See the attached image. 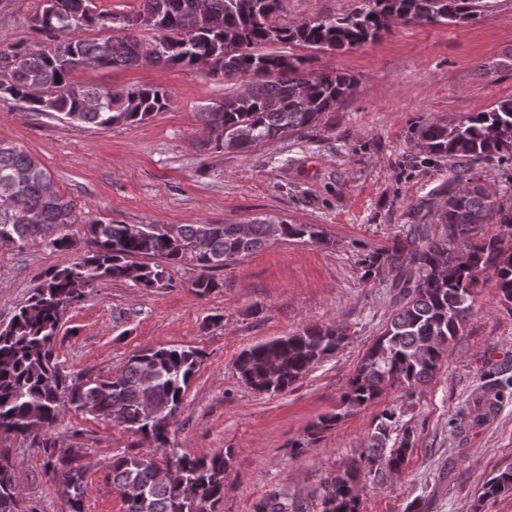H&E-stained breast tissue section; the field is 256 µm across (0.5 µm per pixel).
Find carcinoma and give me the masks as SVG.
Here are the masks:
<instances>
[{"label": "carcinoma", "instance_id": "cac0c4a2", "mask_svg": "<svg viewBox=\"0 0 512 512\" xmlns=\"http://www.w3.org/2000/svg\"><path fill=\"white\" fill-rule=\"evenodd\" d=\"M139 9L122 16L97 11L95 0H41L30 20L40 36L32 52L0 49V97L23 104L26 112L52 115L66 123L109 129L139 124L168 109L169 91L157 85L112 87L75 80L80 68H130L144 61L200 73L214 81L250 76L248 87L230 92L200 113L206 144L219 151L244 152L311 126L332 112L354 87L338 71L304 74L309 59L274 45H304L335 53L362 47L392 32L398 24L478 22L490 0H363L336 16L278 23L282 0H139ZM114 30L103 41L84 38L90 29ZM153 33L142 38L143 31ZM427 153L463 159L469 166L452 171L448 199L437 211L439 237L426 224L390 246L361 259L364 275L388 267L396 272V308L383 332L367 348L342 395L340 411L306 427L309 440L322 438L340 418L378 403L391 389L406 393L432 381L451 348L465 335L473 310V290L492 278L499 301L512 312V204L487 191L480 164L512 165V99L458 121L427 120L413 128ZM75 203L60 193L42 162L0 141V247L37 244L52 251L75 246ZM510 229L509 240L486 237L484 226ZM270 222L255 220L240 234L238 224H132L97 221L85 225L91 254L48 272L9 322L0 323V435L27 439L36 431L47 454L45 465L59 480L67 512H85L88 492L82 449L55 452L48 437L69 406L140 434L177 465L179 480L158 477L153 455H129L112 462V484L120 491L140 489L142 499L124 501L125 512H216L232 452L211 457L180 454L170 428L199 362L200 352L152 348L133 355L118 373L67 382L54 359V342L65 312L104 279L136 288L168 287L167 266L190 256L204 270L193 284L207 297L224 284L210 275L270 244ZM283 240L328 243L316 224L280 222ZM348 339L340 323L305 327L242 351L236 359L241 381L259 394L288 391L314 365ZM503 386L491 382L477 406L464 417L475 429L495 412ZM397 412L383 409L375 419L368 447L322 486V512H359V483L368 474L384 479L402 471L415 435L402 430L387 447ZM369 464L368 470L362 464ZM16 462L0 451V512H23L16 494ZM512 491V465L490 478L482 498Z\"/></svg>", "mask_w": 512, "mask_h": 512}]
</instances>
